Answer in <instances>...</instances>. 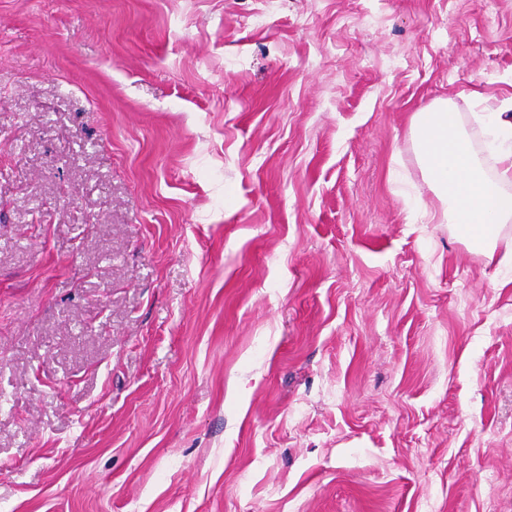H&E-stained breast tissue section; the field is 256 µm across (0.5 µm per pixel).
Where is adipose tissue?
<instances>
[{
    "instance_id": "obj_1",
    "label": "adipose tissue",
    "mask_w": 512,
    "mask_h": 512,
    "mask_svg": "<svg viewBox=\"0 0 512 512\" xmlns=\"http://www.w3.org/2000/svg\"><path fill=\"white\" fill-rule=\"evenodd\" d=\"M489 118L509 140L497 154L494 178L485 175L447 102L414 114L411 143L442 220L470 251L490 260L504 227L512 222V194L503 189L512 180V113L499 110Z\"/></svg>"
}]
</instances>
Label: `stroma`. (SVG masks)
I'll use <instances>...</instances> for the list:
<instances>
[{"mask_svg": "<svg viewBox=\"0 0 512 512\" xmlns=\"http://www.w3.org/2000/svg\"><path fill=\"white\" fill-rule=\"evenodd\" d=\"M512 0H0V512H512V223L413 112ZM486 113L510 141L498 151L497 178L485 175L447 101L414 114L411 143L442 220L470 251L493 261L497 241L512 220V194L502 186L512 180V113Z\"/></svg>", "mask_w": 512, "mask_h": 512, "instance_id": "35a3bbf8", "label": "stroma"}]
</instances>
